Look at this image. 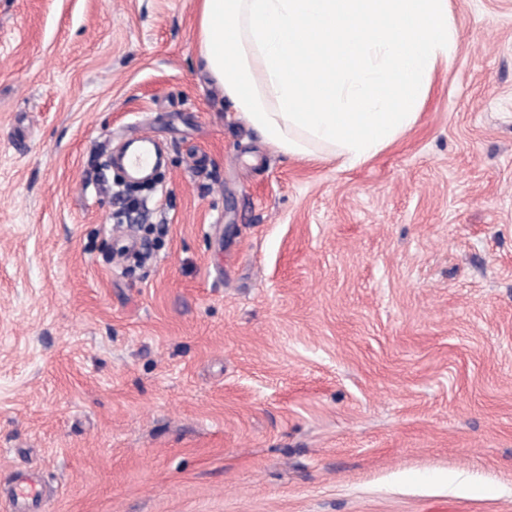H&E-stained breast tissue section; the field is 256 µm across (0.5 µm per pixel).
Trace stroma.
Instances as JSON below:
<instances>
[{
  "label": "stroma",
  "instance_id": "obj_1",
  "mask_svg": "<svg viewBox=\"0 0 512 512\" xmlns=\"http://www.w3.org/2000/svg\"><path fill=\"white\" fill-rule=\"evenodd\" d=\"M448 8L344 167L231 111L196 0H0V512L32 471L39 512H512V0ZM137 148L130 153H122L121 160L135 171H145L152 167L156 155L160 152L158 141L147 133L133 131L126 137V146Z\"/></svg>",
  "mask_w": 512,
  "mask_h": 512
}]
</instances>
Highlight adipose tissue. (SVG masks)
<instances>
[{
    "instance_id": "ef3b65f1",
    "label": "adipose tissue",
    "mask_w": 512,
    "mask_h": 512,
    "mask_svg": "<svg viewBox=\"0 0 512 512\" xmlns=\"http://www.w3.org/2000/svg\"><path fill=\"white\" fill-rule=\"evenodd\" d=\"M195 41L279 152L354 166L416 122L457 29L448 0H199Z\"/></svg>"
}]
</instances>
